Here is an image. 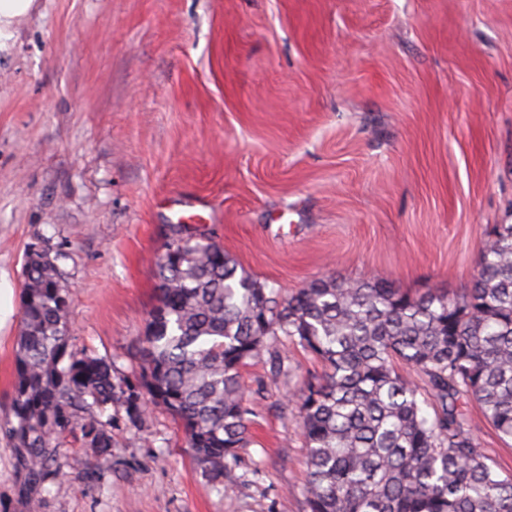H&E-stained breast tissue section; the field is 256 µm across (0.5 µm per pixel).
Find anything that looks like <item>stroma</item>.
Instances as JSON below:
<instances>
[{"mask_svg": "<svg viewBox=\"0 0 512 512\" xmlns=\"http://www.w3.org/2000/svg\"><path fill=\"white\" fill-rule=\"evenodd\" d=\"M0 49V422L30 243L58 252L77 347L136 379L167 229L195 203L250 274L468 287L512 224V0H34ZM293 375L272 376L271 360ZM321 365L241 371L248 442L213 481L165 411L113 407L37 508L0 429V512H306L293 406Z\"/></svg>", "mask_w": 512, "mask_h": 512, "instance_id": "obj_1", "label": "stroma"}]
</instances>
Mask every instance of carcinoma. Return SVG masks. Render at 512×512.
I'll list each match as a JSON object with an SVG mask.
<instances>
[{"instance_id": "carcinoma-1", "label": "carcinoma", "mask_w": 512, "mask_h": 512, "mask_svg": "<svg viewBox=\"0 0 512 512\" xmlns=\"http://www.w3.org/2000/svg\"><path fill=\"white\" fill-rule=\"evenodd\" d=\"M169 228L137 382L203 470L231 474L251 413L240 370L284 336L322 365L302 378L296 404L307 512H512V474L481 446L467 412L476 404L512 441V224L493 227L458 293L327 277L286 297L239 270L213 237ZM44 249L25 254L5 424L31 504L62 472L67 438L106 458L102 415L118 402L130 415L144 408L112 364L71 342L69 302Z\"/></svg>"}]
</instances>
